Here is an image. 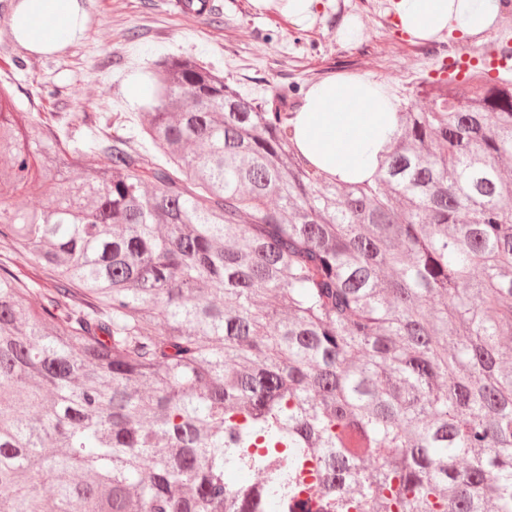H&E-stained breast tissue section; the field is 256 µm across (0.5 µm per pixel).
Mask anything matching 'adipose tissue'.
Returning <instances> with one entry per match:
<instances>
[{
    "label": "adipose tissue",
    "instance_id": "1",
    "mask_svg": "<svg viewBox=\"0 0 512 512\" xmlns=\"http://www.w3.org/2000/svg\"><path fill=\"white\" fill-rule=\"evenodd\" d=\"M502 0H396L406 34L427 40L446 33L476 36L493 26ZM8 24L29 48L49 53L83 30L79 0H21ZM397 99L356 77L311 85L293 120L299 145L314 164L340 177H373L395 130Z\"/></svg>",
    "mask_w": 512,
    "mask_h": 512
}]
</instances>
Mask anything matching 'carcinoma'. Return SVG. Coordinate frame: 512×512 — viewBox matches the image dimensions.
Listing matches in <instances>:
<instances>
[{"label":"carcinoma","mask_w":512,"mask_h":512,"mask_svg":"<svg viewBox=\"0 0 512 512\" xmlns=\"http://www.w3.org/2000/svg\"><path fill=\"white\" fill-rule=\"evenodd\" d=\"M487 72L419 90L370 183L302 154L295 88L192 57L141 68L136 134L82 145L0 88V512H512Z\"/></svg>","instance_id":"cac0c4a2"}]
</instances>
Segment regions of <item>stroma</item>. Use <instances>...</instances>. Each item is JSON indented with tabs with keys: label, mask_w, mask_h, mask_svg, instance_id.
Here are the masks:
<instances>
[{
	"label": "stroma",
	"mask_w": 512,
	"mask_h": 512,
	"mask_svg": "<svg viewBox=\"0 0 512 512\" xmlns=\"http://www.w3.org/2000/svg\"><path fill=\"white\" fill-rule=\"evenodd\" d=\"M19 0H0V86L20 102L47 91L41 109L60 123L77 121L91 139L129 127L139 109L130 82L147 61L188 56L246 96L271 99L279 87H306L336 76H365L401 103L423 106L417 87L439 77L441 59L429 41L393 26L392 0L355 12L350 0H326L307 29L250 0H213L216 14L175 8V0H83L87 27L64 50L40 55L18 43L6 24Z\"/></svg>",
	"instance_id": "35a3bbf8"
}]
</instances>
